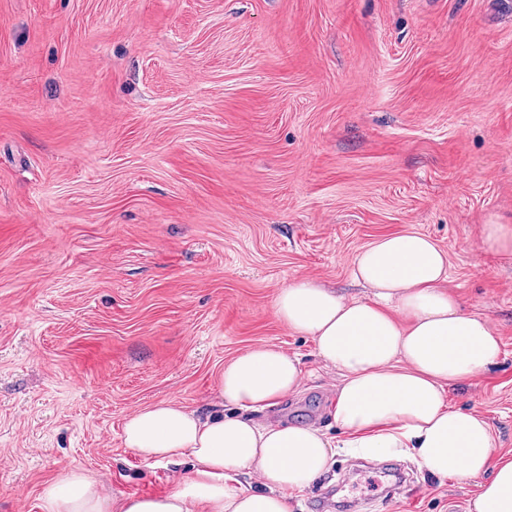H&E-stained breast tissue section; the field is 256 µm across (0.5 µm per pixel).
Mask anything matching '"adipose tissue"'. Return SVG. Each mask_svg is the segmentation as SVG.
<instances>
[{"label":"adipose tissue","instance_id":"1","mask_svg":"<svg viewBox=\"0 0 512 512\" xmlns=\"http://www.w3.org/2000/svg\"><path fill=\"white\" fill-rule=\"evenodd\" d=\"M352 276L369 288L368 298L349 300L300 278L273 301L276 317L311 337L339 374L332 416L344 448L372 460L406 455L434 476L478 481L470 512H512V460L497 457L482 417L447 401L449 386L495 364L501 348L494 329L448 291L446 253L425 235L392 234L359 250ZM301 385L295 356L274 345L249 349L219 377V401L237 415L162 402L124 421L123 442L140 457L191 459L192 473L176 489L117 498L73 469L45 487L46 512H291L292 493L328 469L330 442L312 426H264L251 415ZM245 469L260 474L262 490L240 487Z\"/></svg>","mask_w":512,"mask_h":512}]
</instances>
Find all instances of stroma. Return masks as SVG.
<instances>
[{
  "mask_svg": "<svg viewBox=\"0 0 512 512\" xmlns=\"http://www.w3.org/2000/svg\"><path fill=\"white\" fill-rule=\"evenodd\" d=\"M512 0H0V512H45L73 468L116 497L175 489L122 425L162 401L215 410L241 352L297 356L260 415L324 432L293 512H470L477 481L409 459L355 473L338 381L274 314L309 277L348 298L355 256L418 232L498 334L449 388L512 459ZM485 241L496 251L512 254V228L506 224H487L483 227Z\"/></svg>",
  "mask_w": 512,
  "mask_h": 512,
  "instance_id": "1",
  "label": "stroma"
}]
</instances>
